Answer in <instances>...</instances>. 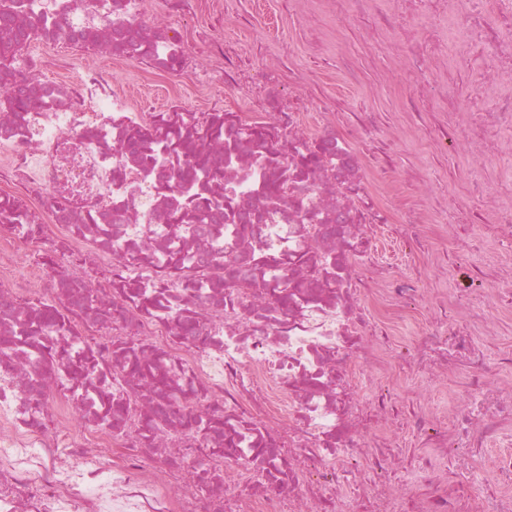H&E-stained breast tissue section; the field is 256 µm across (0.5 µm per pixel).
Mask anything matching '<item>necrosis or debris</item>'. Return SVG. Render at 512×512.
I'll return each instance as SVG.
<instances>
[{
  "label": "necrosis or debris",
  "instance_id": "obj_1",
  "mask_svg": "<svg viewBox=\"0 0 512 512\" xmlns=\"http://www.w3.org/2000/svg\"><path fill=\"white\" fill-rule=\"evenodd\" d=\"M435 32L448 20L463 47L449 71L480 56L481 86L453 82L457 111L434 129L440 149L468 141L496 158L512 128V0H411ZM16 23L32 37L80 41L145 69L186 76L193 59L177 28L147 32L141 0H24ZM221 78L249 102L261 74L235 50L204 39ZM43 60L22 59L13 112L0 110V256L23 243L59 244L53 269L0 282V512H512V452L495 470L504 490L459 487L432 462L482 448L512 425V388L491 382L483 343L458 309L437 302L411 341L396 336L410 300H426L422 271L397 274L377 232L413 250L409 214L363 201L354 149L357 114L323 142L309 104L289 94L278 112H236L217 123L192 113L180 132L223 176L172 182L174 150L155 115L120 83L89 72L76 87L42 82ZM224 148L208 152L206 131ZM142 130L138 152L126 151ZM282 180L279 205L267 202ZM210 221L171 223L185 198ZM26 212L24 221L14 211ZM236 259L245 287L199 280L194 269ZM110 268L109 283L86 265ZM98 302L88 306V295ZM412 362L433 373L469 370L470 396L444 426L433 408L399 417L392 392L360 375ZM210 418L209 434L194 420ZM429 450L399 466L395 431ZM162 444L145 451L144 429Z\"/></svg>",
  "mask_w": 512,
  "mask_h": 512
}]
</instances>
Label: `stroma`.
<instances>
[{
  "mask_svg": "<svg viewBox=\"0 0 512 512\" xmlns=\"http://www.w3.org/2000/svg\"><path fill=\"white\" fill-rule=\"evenodd\" d=\"M181 24L187 40L206 34L236 48L245 63L272 70L267 96L257 105L259 111H273L275 103L293 92L310 99L334 97L344 109L379 114L383 133L391 139L399 160L394 179L375 186L380 198L415 206L439 191L453 207L474 204L469 193L473 179L492 187L512 184L511 154L486 163L476 148L466 143L445 156L436 151L431 128L437 108L424 110L417 122L408 120L404 111L407 100L418 88L442 80L443 75L416 67L401 30H380L379 38L388 48L370 55L369 35L361 24L316 0H196L194 14L184 17ZM27 50L46 61V80L66 86L94 67L106 79L119 81L134 101L152 102L159 112L175 105L188 112H203L216 98L237 102L242 110L248 107L217 79V72L224 67L220 58H199L194 76L163 78L138 63L103 53L93 57L62 41L40 38L30 42ZM421 231L423 252L398 258L399 269L407 271L414 263L426 267L428 287L447 297L449 304H457L461 290L481 293L496 268L512 267V253H503L496 268L485 269L482 279H469V267L481 264L483 253L460 260L455 255L457 239L482 237L483 252H490L495 248L494 236L483 234L478 226L439 224L431 218ZM383 382L403 407L423 399L434 408L450 409L468 398L465 376L460 372L450 373L426 391L418 389L414 377L400 368Z\"/></svg>",
  "mask_w": 512,
  "mask_h": 512,
  "instance_id": "1",
  "label": "stroma"
}]
</instances>
